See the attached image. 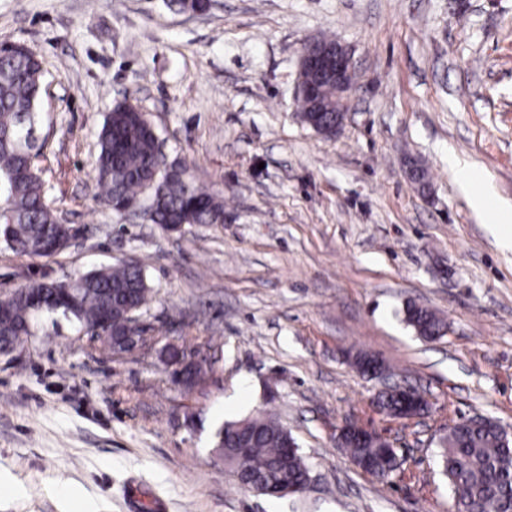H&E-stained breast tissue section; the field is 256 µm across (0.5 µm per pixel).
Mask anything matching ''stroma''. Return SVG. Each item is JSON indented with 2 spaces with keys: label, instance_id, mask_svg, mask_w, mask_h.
<instances>
[{
  "label": "stroma",
  "instance_id": "stroma-1",
  "mask_svg": "<svg viewBox=\"0 0 512 512\" xmlns=\"http://www.w3.org/2000/svg\"><path fill=\"white\" fill-rule=\"evenodd\" d=\"M323 35L357 69L331 137L294 101L301 48ZM4 40L42 62L40 166L84 233L51 259L0 242V297L132 257L152 301L133 351L43 315L0 354V512H129L137 491L166 512H456L438 462L449 422L512 433V250L490 231L512 207V0H213L202 14L168 0H0ZM127 98L169 159L221 193L223 223L167 235L105 203L98 137ZM468 175L498 209L470 207ZM410 303L446 335L420 339ZM170 344L204 359L205 383L173 381ZM360 352L389 378L359 372ZM389 385L419 389L428 413L379 414ZM261 410L298 444L304 496L254 494L211 457L222 423ZM349 420L393 441L391 476L337 448Z\"/></svg>",
  "mask_w": 512,
  "mask_h": 512
}]
</instances>
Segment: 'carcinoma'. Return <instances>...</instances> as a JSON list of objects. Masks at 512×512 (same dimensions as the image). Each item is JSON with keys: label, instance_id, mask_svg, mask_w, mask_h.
Wrapping results in <instances>:
<instances>
[{"label": "carcinoma", "instance_id": "carcinoma-1", "mask_svg": "<svg viewBox=\"0 0 512 512\" xmlns=\"http://www.w3.org/2000/svg\"><path fill=\"white\" fill-rule=\"evenodd\" d=\"M43 73L36 55L24 46L0 51V239L20 256L52 258L57 245L68 239L74 226L62 223L47 199L42 171L35 163L43 145L35 129L43 124L38 101ZM303 120L314 130L333 134L334 112H307L299 101ZM96 159L97 186L107 204L146 207L151 222L181 224L224 223L223 200L192 180L188 168L175 163L158 170V135L138 107L118 104L109 112L99 135ZM150 288L144 272L124 263L94 268L73 277L62 287L53 280L32 281L0 299V343L10 344L31 335V323L42 311L60 313L79 330L113 346L140 335L130 325L131 308L148 303ZM406 320L419 336L433 340L444 335L440 317L410 305ZM377 410L397 418L402 400L386 392L374 401ZM503 427L484 421L457 424L440 445L441 473L457 512H512V446L502 443ZM294 438L272 414L259 411L224 423L216 433L214 452L224 458L229 472L240 474L249 490L283 497L292 487L301 495L308 489L309 469ZM341 449L379 478L398 468L386 442L375 439L363 447L350 440Z\"/></svg>", "mask_w": 512, "mask_h": 512}]
</instances>
